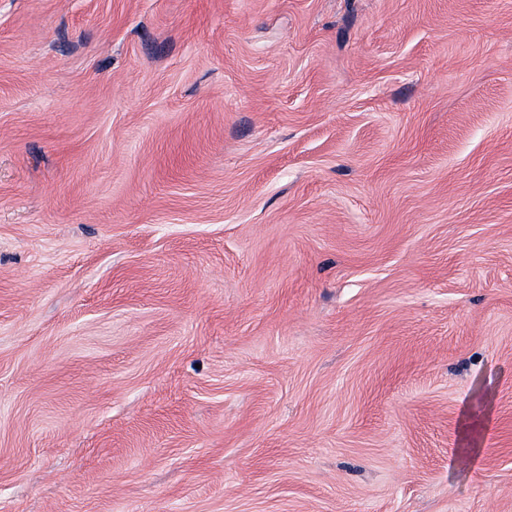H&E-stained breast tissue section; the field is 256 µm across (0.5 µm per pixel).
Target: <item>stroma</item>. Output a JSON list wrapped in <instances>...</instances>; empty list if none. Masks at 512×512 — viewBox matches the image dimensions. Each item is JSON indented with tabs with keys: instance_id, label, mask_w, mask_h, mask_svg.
Returning <instances> with one entry per match:
<instances>
[{
	"instance_id": "stroma-1",
	"label": "stroma",
	"mask_w": 512,
	"mask_h": 512,
	"mask_svg": "<svg viewBox=\"0 0 512 512\" xmlns=\"http://www.w3.org/2000/svg\"><path fill=\"white\" fill-rule=\"evenodd\" d=\"M0 512H512V0H0Z\"/></svg>"
}]
</instances>
